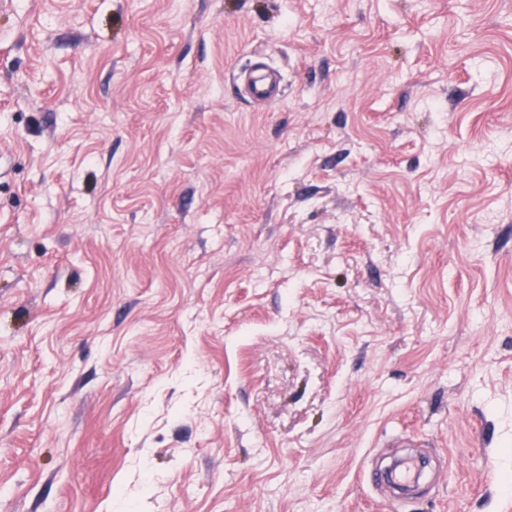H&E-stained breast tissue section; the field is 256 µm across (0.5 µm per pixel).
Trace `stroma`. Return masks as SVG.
<instances>
[{"label": "stroma", "instance_id": "obj_1", "mask_svg": "<svg viewBox=\"0 0 512 512\" xmlns=\"http://www.w3.org/2000/svg\"><path fill=\"white\" fill-rule=\"evenodd\" d=\"M0 512H512V0H0ZM247 95L255 104H265L276 100L278 96V82L270 72H261L250 78L247 86Z\"/></svg>", "mask_w": 512, "mask_h": 512}]
</instances>
